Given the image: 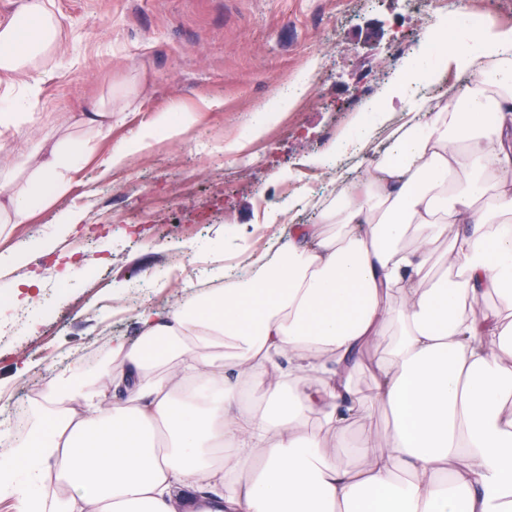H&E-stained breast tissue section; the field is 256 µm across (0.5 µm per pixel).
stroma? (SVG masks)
<instances>
[{
    "mask_svg": "<svg viewBox=\"0 0 512 512\" xmlns=\"http://www.w3.org/2000/svg\"><path fill=\"white\" fill-rule=\"evenodd\" d=\"M64 32L58 65L36 110L58 134L70 113L111 96L112 131L71 191L10 245L42 236L68 209L83 212L76 234L28 273L44 282L35 309L0 302V380L10 416L36 427L33 393L63 371L112 369V341L136 339L139 310H167L202 278L220 287L209 262L275 255L289 222L311 223L300 198L328 201L330 149L362 115L404 99L397 83L428 49L425 30L444 24L450 0H53ZM303 99L242 153L225 146L251 112L290 80ZM192 112L184 137L160 139L103 173L113 145L171 110ZM69 268L60 281L57 270ZM21 382H13L17 371Z\"/></svg>",
    "mask_w": 512,
    "mask_h": 512,
    "instance_id": "35a3bbf8",
    "label": "stroma"
}]
</instances>
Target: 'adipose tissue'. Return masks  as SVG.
Returning <instances> with one entry per match:
<instances>
[{
  "instance_id": "adipose-tissue-1",
  "label": "adipose tissue",
  "mask_w": 512,
  "mask_h": 512,
  "mask_svg": "<svg viewBox=\"0 0 512 512\" xmlns=\"http://www.w3.org/2000/svg\"><path fill=\"white\" fill-rule=\"evenodd\" d=\"M462 97L402 108L383 146L349 139L367 168L335 177L317 221L295 224L259 272L143 311L115 370L57 375L43 424L0 454L11 512H512V28H460ZM62 46L49 0L0 22V150L29 152L0 176V238L65 196L112 130V103L72 115L87 139L42 135L33 112ZM196 118L165 112L116 145L105 168ZM82 213L0 250V292L54 252ZM325 224L336 234L322 233ZM448 249L434 258L432 244ZM497 303H488L489 295ZM367 358L372 392L355 391ZM385 408L380 447L331 456L351 421Z\"/></svg>"
}]
</instances>
